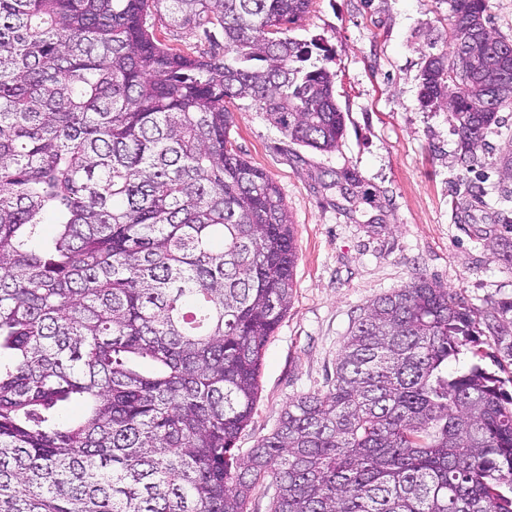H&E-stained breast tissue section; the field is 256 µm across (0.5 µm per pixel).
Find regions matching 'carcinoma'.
Returning a JSON list of instances; mask_svg holds the SVG:
<instances>
[{
    "label": "carcinoma",
    "instance_id": "cac0c4a2",
    "mask_svg": "<svg viewBox=\"0 0 512 512\" xmlns=\"http://www.w3.org/2000/svg\"><path fill=\"white\" fill-rule=\"evenodd\" d=\"M311 3L0 0V512H248L268 477L271 512H512V394L448 370L477 315L425 277L364 308L331 387L236 454L297 249L231 106L336 149L334 74L289 36ZM488 8L450 0L452 54L421 75L470 159L512 107ZM156 15L223 29L224 52L166 46Z\"/></svg>",
    "mask_w": 512,
    "mask_h": 512
}]
</instances>
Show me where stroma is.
Here are the masks:
<instances>
[{
	"label": "stroma",
	"instance_id": "1",
	"mask_svg": "<svg viewBox=\"0 0 512 512\" xmlns=\"http://www.w3.org/2000/svg\"><path fill=\"white\" fill-rule=\"evenodd\" d=\"M448 0H313L292 37L329 49L345 115L336 150L292 143L264 113L237 101L230 139L278 184L295 227L293 304L268 341L260 393L236 446L247 453L277 428L289 401L325 392L353 322L370 302L425 277L467 305L500 312L485 330L482 365L512 392V179L499 156L512 109L472 162L442 111L419 102L429 56L445 52ZM163 43L223 47L224 32L172 29ZM354 193L346 200L339 183Z\"/></svg>",
	"mask_w": 512,
	"mask_h": 512
}]
</instances>
